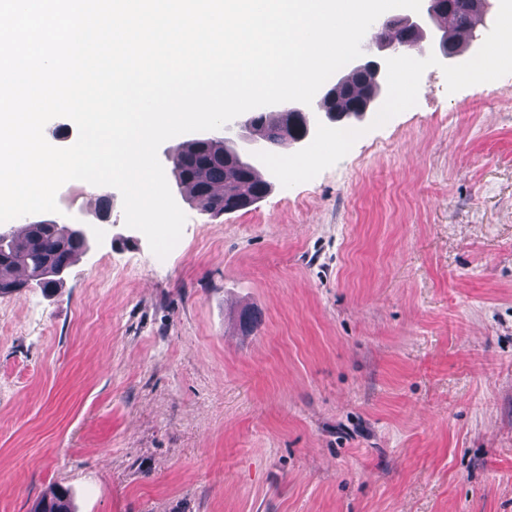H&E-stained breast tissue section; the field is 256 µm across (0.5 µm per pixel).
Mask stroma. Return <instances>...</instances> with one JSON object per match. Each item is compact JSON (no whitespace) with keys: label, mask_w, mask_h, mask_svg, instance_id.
<instances>
[{"label":"stroma","mask_w":512,"mask_h":512,"mask_svg":"<svg viewBox=\"0 0 512 512\" xmlns=\"http://www.w3.org/2000/svg\"><path fill=\"white\" fill-rule=\"evenodd\" d=\"M403 79L163 259L58 190L112 232L0 295V512H512V57ZM33 512H72L68 489L58 487L50 497L42 498Z\"/></svg>","instance_id":"stroma-1"}]
</instances>
